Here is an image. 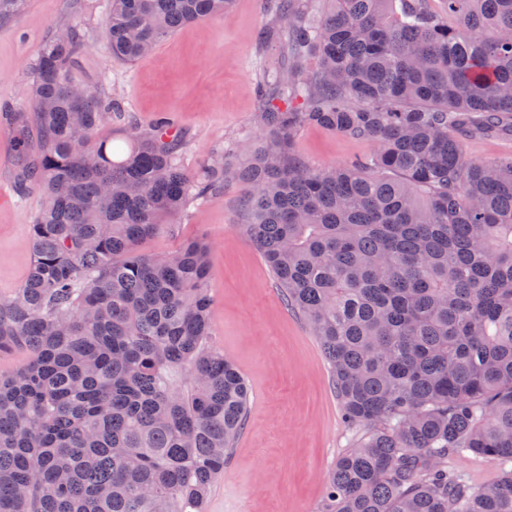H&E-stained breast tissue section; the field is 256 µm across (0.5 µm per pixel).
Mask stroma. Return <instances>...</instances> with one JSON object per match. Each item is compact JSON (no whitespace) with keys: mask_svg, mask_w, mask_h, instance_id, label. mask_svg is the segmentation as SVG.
I'll use <instances>...</instances> for the list:
<instances>
[{"mask_svg":"<svg viewBox=\"0 0 512 512\" xmlns=\"http://www.w3.org/2000/svg\"><path fill=\"white\" fill-rule=\"evenodd\" d=\"M109 0H24L0 21V113L18 109L33 81L31 64L56 30L80 29L86 47L71 73L125 111L98 131L123 149L131 129L158 118L181 131L182 159L196 170L209 152L242 134L260 139L256 116L261 68L274 55L261 38L265 0H234L226 15L183 27L133 63L113 58L104 23ZM311 166L346 165L372 154L371 142L310 126L294 144ZM22 167L11 132L0 130V298L23 284L32 250L30 227L42 204L36 187L18 193ZM240 182L178 224L144 240L141 252L163 257L187 241L212 244L209 295L212 343L237 365L249 387L247 425L205 512H319L336 457L353 443L322 349L290 310L271 269L242 232Z\"/></svg>","mask_w":512,"mask_h":512,"instance_id":"35a3bbf8","label":"stroma"}]
</instances>
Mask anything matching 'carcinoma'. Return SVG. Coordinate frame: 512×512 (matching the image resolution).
<instances>
[{"mask_svg": "<svg viewBox=\"0 0 512 512\" xmlns=\"http://www.w3.org/2000/svg\"><path fill=\"white\" fill-rule=\"evenodd\" d=\"M277 64L260 82V140L229 167L183 166L167 123L113 158L98 130L120 107L79 85L69 27L33 64L40 132L24 180L43 207L33 261L0 300V512H204L245 429L249 394L209 343L211 244L152 257L141 241L235 180L242 229L308 323L354 444L319 512H512V157L464 141L512 135V0H265ZM233 0H110L112 56L132 63ZM455 18L449 25L446 16ZM373 143L313 168L307 126ZM489 458L474 487L448 467ZM464 151L470 159L481 162L512 156V138L497 137L466 140ZM450 464L456 470L464 473L476 488L494 483L500 477L499 467L491 459L456 457L450 461Z\"/></svg>", "mask_w": 512, "mask_h": 512, "instance_id": "obj_1", "label": "carcinoma"}]
</instances>
